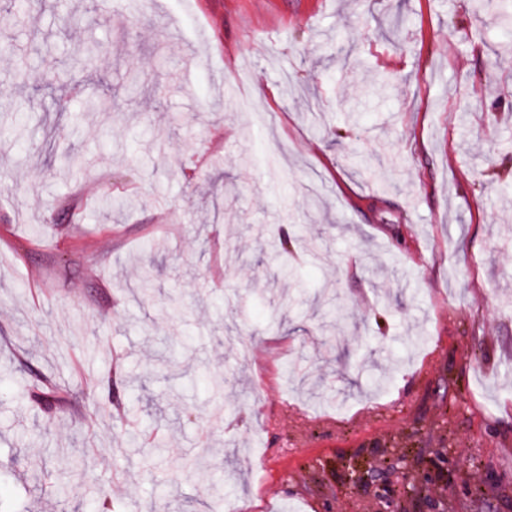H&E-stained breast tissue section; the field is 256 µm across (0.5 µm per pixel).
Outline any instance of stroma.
<instances>
[{
    "label": "stroma",
    "instance_id": "1",
    "mask_svg": "<svg viewBox=\"0 0 512 512\" xmlns=\"http://www.w3.org/2000/svg\"><path fill=\"white\" fill-rule=\"evenodd\" d=\"M500 10L0 0V512H512Z\"/></svg>",
    "mask_w": 512,
    "mask_h": 512
}]
</instances>
